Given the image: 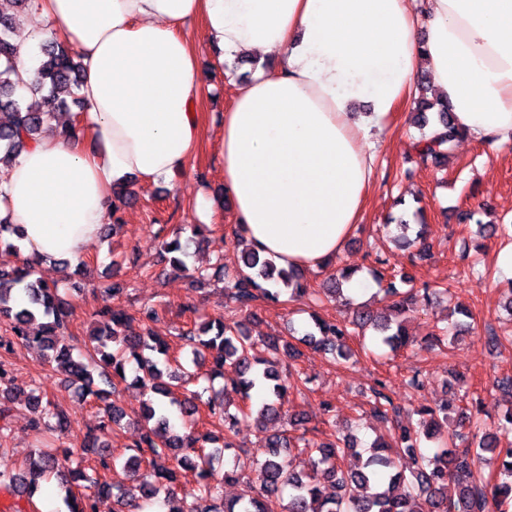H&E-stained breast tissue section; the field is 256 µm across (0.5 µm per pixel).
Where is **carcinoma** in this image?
I'll use <instances>...</instances> for the list:
<instances>
[{
    "instance_id": "obj_1",
    "label": "carcinoma",
    "mask_w": 512,
    "mask_h": 512,
    "mask_svg": "<svg viewBox=\"0 0 512 512\" xmlns=\"http://www.w3.org/2000/svg\"><path fill=\"white\" fill-rule=\"evenodd\" d=\"M20 16L0 13V164L6 165L25 145L37 140L41 127L62 108L66 100L59 98L60 90L78 89L83 78L80 56L75 50H64L59 45L44 43L36 68V78L27 86L32 101L18 96L15 75L17 45L12 34ZM420 124L427 127L437 123L429 133L422 134L417 145L421 162L443 163L454 142L463 137L452 120L448 102L417 100ZM178 228L173 238L162 239L161 247L170 255V266L178 271L189 270V252L180 242ZM20 236L19 228L0 219V255L18 256V246L11 237ZM36 261L25 258L11 267L0 266V319L8 322L0 335V350L10 351L16 342L33 345L46 353L53 370L65 376L69 385L79 391L81 400L93 396L103 402L102 415L96 432L88 436V444L96 448L106 436L122 425L126 414L108 397L118 394V386L127 380L151 384L153 396L143 405L137 420L140 437L133 447L136 453L122 461L123 467L137 482L138 493L113 491L109 484L90 477L72 467V452L39 449L29 457L17 472L0 471V487L13 490L18 496L33 498L42 482L56 481L64 492L67 512H96L97 499L112 496L113 512L139 509L175 494L179 468L198 469L199 485L183 507L172 512H269L266 499L288 492L282 512H509L512 509V446L500 444L499 433L512 432V408L497 432L485 434L479 447L470 448L456 443L457 435H448L441 425L448 424V406L438 410L425 409L416 428L404 426L393 419L394 406L385 393L386 383L378 380L370 387L369 402L373 412L384 424L395 444L376 438L370 446V455L351 472L339 465L349 445L318 443L306 438V433L291 436L283 431L265 437L252 460L259 468L262 483L240 496L224 503L219 510L215 501L222 483L238 481L235 468L217 475L214 463L232 448V435L239 418H249L264 429L269 422L282 417V403L288 390L299 389L309 378H291L278 369V355L285 351L295 354V347L272 340L269 348L274 357L256 358L251 354L252 336L238 323H226L217 318L199 326L192 324L179 334L183 345L191 348L192 362L199 370L179 379L171 367H181L174 355L172 343L157 336L149 323L157 319V311L143 308L138 316L124 309L104 304L96 316L102 328L91 336L88 357L74 354L67 336L70 303L58 284H49L35 277ZM230 299L242 310L258 300L280 302L281 292L271 290L264 283L281 281L291 290V297L316 293L304 283L297 269L277 268L275 261L248 250L242 265L228 275ZM415 287L403 294L394 282L384 289L394 298L389 310L394 319L381 323L369 309L358 308L354 325L367 326L378 331L374 341L396 352L414 344L406 329L407 314L413 311ZM457 314L470 316L467 309L456 306L448 314L452 322L445 327L434 326L423 337L428 347L452 345L465 324L453 320ZM42 317L41 333L28 335V325ZM314 329L306 331L302 341L314 350L333 356L334 360L349 361L354 352L346 344L350 335L347 328L312 316ZM235 366L236 377L231 379L232 390L241 402L231 403L223 392L205 397L213 391V382L224 377L227 364ZM29 425L38 436L45 437L66 431L68 412L62 406L36 392L28 397ZM208 427L197 428V420ZM224 430V447L206 448L214 442V432ZM439 440L440 447L431 457L421 453V437ZM305 451L310 456L311 473L298 475L284 465V458L294 451ZM489 453L499 461L496 479H485L474 470L476 463ZM457 481L458 494L448 497L450 480Z\"/></svg>"
}]
</instances>
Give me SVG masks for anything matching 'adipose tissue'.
I'll use <instances>...</instances> for the list:
<instances>
[{"label":"adipose tissue","instance_id":"adipose-tissue-1","mask_svg":"<svg viewBox=\"0 0 512 512\" xmlns=\"http://www.w3.org/2000/svg\"><path fill=\"white\" fill-rule=\"evenodd\" d=\"M17 70L42 43L77 50L87 138L39 139L0 169V218L24 255L78 258L112 210V189L183 175L203 138L204 89L183 33L204 22L220 59L273 58L236 86L219 153L249 245L278 266L341 254L375 156L364 142L416 95L427 70L467 140L512 142V0H36Z\"/></svg>","mask_w":512,"mask_h":512}]
</instances>
